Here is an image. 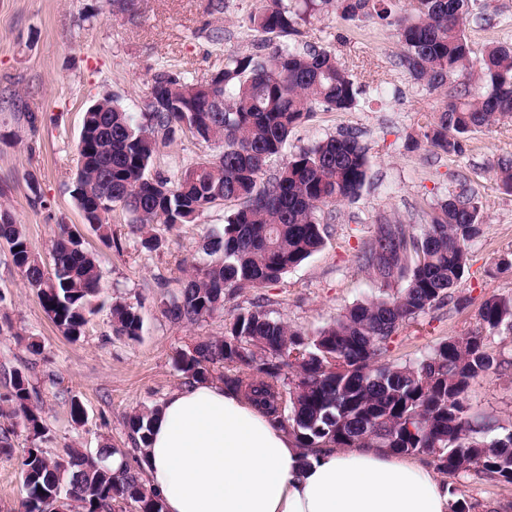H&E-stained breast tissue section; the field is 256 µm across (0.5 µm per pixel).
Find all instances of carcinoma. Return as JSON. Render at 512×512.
I'll return each instance as SVG.
<instances>
[{"label":"carcinoma","instance_id":"1","mask_svg":"<svg viewBox=\"0 0 512 512\" xmlns=\"http://www.w3.org/2000/svg\"><path fill=\"white\" fill-rule=\"evenodd\" d=\"M264 0L246 24L259 38L252 51L225 54L224 69L204 82L162 68L152 77L140 114L105 97L86 109L77 145L81 160L72 197L88 225L108 248L109 217L118 207L131 230L157 246L154 224L173 229L195 221L215 205H230L223 232L206 245L217 259L198 268L165 307L174 324H194L224 309V299L279 282L319 251L328 224L325 208L357 199L370 179L371 160L358 132L313 142L286 157L273 174L265 166L286 153L293 130L318 112H349L363 85L326 48L302 44V27L321 12L344 22L376 17L394 28L397 60L408 78L448 102L425 124L423 137L438 154L459 156L464 142L493 123L512 118V44L491 40L477 54L466 34L470 21L491 25L487 0ZM279 39L273 44L272 39ZM477 82L481 93H471ZM190 133L220 148L185 168L174 180L151 176L159 142ZM502 189L512 194V158L492 163ZM482 224L481 204L467 178L431 207L415 233L386 219L358 254L359 268L385 290L357 302L311 338L269 316L263 303L237 313L222 337L178 355L187 379H217L243 388L273 422L308 451L380 448L393 455H423L448 476L471 469L512 484V430L487 438L489 423L468 417L473 380L499 371L502 361L480 334L451 338L422 357L386 361L388 340L400 326L442 303L468 269L467 243ZM58 225L51 268L30 248L22 225L0 207V240L34 288L49 318L67 338L84 332L102 290L95 258ZM403 283L396 293L386 288ZM112 329L131 339L142 319L134 306L112 305ZM491 331H512V298L492 295L480 312ZM300 357L290 360L293 351ZM1 418H19L33 439L45 431L42 408L32 403L29 379L15 371ZM156 411L128 420L134 444L147 445ZM108 451L100 450L99 458ZM99 458L73 451L54 457L26 449V496L20 512H112L117 500L136 512H162L140 472L114 473Z\"/></svg>","mask_w":512,"mask_h":512}]
</instances>
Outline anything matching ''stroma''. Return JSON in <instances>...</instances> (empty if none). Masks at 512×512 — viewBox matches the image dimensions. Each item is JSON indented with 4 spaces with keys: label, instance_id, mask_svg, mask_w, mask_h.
Segmentation results:
<instances>
[{
    "label": "stroma",
    "instance_id": "1",
    "mask_svg": "<svg viewBox=\"0 0 512 512\" xmlns=\"http://www.w3.org/2000/svg\"><path fill=\"white\" fill-rule=\"evenodd\" d=\"M135 3L130 17L110 13L107 0H0V204L24 226L31 249L44 260L59 225H70L96 253L102 276L99 310L83 335L71 341L47 316L0 242V398L10 392L9 375L25 373L46 426L35 440L23 425L0 418V427L14 430L11 452H0V512H18L25 495L21 460L31 445L59 456L71 449L93 456L110 447L117 458L133 462L128 417L161 407L184 382L177 354L224 336L233 315L250 308L255 296L264 297L272 318L310 336L353 304L377 296L379 282L357 265L362 244L384 219L416 228L425 224L431 206L447 196L459 176L470 179L484 217L480 236L468 244V270L448 304L396 331L387 361H412L442 341L480 331L483 300L493 294L512 297V268L500 265L512 259V195L499 188L489 167L496 158L512 157V122L471 134L462 155L433 154L422 125L441 109L444 93L408 79L397 63L398 39L380 20L347 25L335 14L321 13L304 26L303 42L334 50L367 89L355 109L320 112L297 127L288 150L356 130L373 161L371 180L358 199L336 207L322 249L280 282L244 292L196 324L172 323L165 304L193 268L208 262L205 246L213 232L223 229L228 209L214 206L174 231L154 225L160 243L152 250L144 247L141 235L131 233L128 214L118 209L110 223L121 248H106L84 224L72 198L83 115L106 95L128 111H140L154 73L170 65L190 80H208L223 68L226 51H251L255 37L245 20L262 2L224 0L223 12L215 14L207 12L208 0ZM490 3L491 27L473 23L467 28L477 51L490 39L512 43V0ZM215 29L223 30V41L212 40ZM377 83L389 88L391 97L378 98ZM29 112L36 115V126L27 123ZM217 151V145L180 134L160 148L151 172L170 177ZM37 192L44 205H33ZM117 301L137 307L143 322L137 338L113 334L110 308ZM31 341L39 343L38 352L28 350ZM485 343L506 365L471 383L469 416L478 424L489 421L512 430V332L486 334ZM74 399L84 408L79 423L70 415ZM451 483L457 496L474 504V512H512V484L473 471L452 477Z\"/></svg>",
    "mask_w": 512,
    "mask_h": 512
}]
</instances>
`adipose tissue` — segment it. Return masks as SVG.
<instances>
[{"instance_id":"ef3b65f1","label":"adipose tissue","mask_w":512,"mask_h":512,"mask_svg":"<svg viewBox=\"0 0 512 512\" xmlns=\"http://www.w3.org/2000/svg\"><path fill=\"white\" fill-rule=\"evenodd\" d=\"M140 457L163 512H448V482L427 460L378 448L304 454L219 380L171 392Z\"/></svg>"}]
</instances>
